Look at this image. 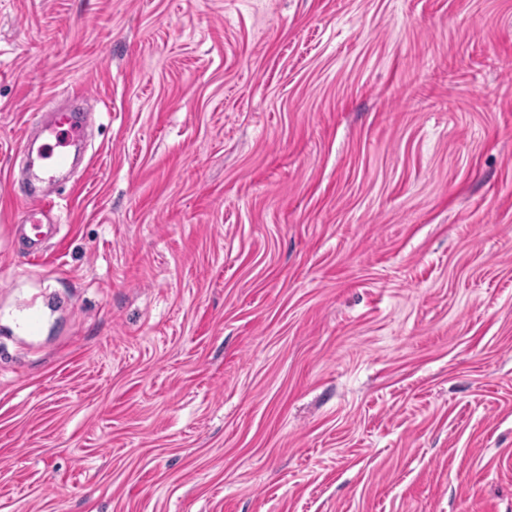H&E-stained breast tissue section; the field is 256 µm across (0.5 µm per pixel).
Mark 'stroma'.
I'll use <instances>...</instances> for the list:
<instances>
[{"label": "stroma", "mask_w": 512, "mask_h": 512, "mask_svg": "<svg viewBox=\"0 0 512 512\" xmlns=\"http://www.w3.org/2000/svg\"><path fill=\"white\" fill-rule=\"evenodd\" d=\"M0 512H512V0H0ZM50 134L54 137L55 144L50 145L46 151V174L54 168H63L68 164L69 155L63 148L80 138L81 128L72 119L62 118L52 127ZM56 148L59 149L55 151ZM29 201L30 205H27L23 209L25 224L18 225L25 226L29 224L35 226V224H40V219L37 218V216L42 214L43 212L54 210L56 207L55 200L48 195L42 194L41 191L31 194V196L29 197Z\"/></svg>", "instance_id": "1"}]
</instances>
